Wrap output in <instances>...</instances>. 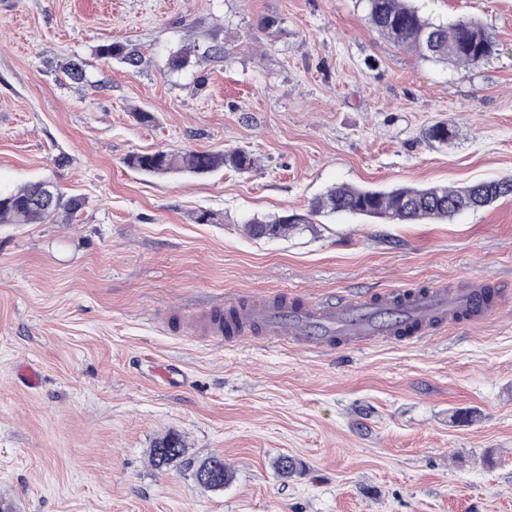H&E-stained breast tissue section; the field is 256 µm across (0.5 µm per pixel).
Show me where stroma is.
Instances as JSON below:
<instances>
[{
    "label": "stroma",
    "mask_w": 512,
    "mask_h": 512,
    "mask_svg": "<svg viewBox=\"0 0 512 512\" xmlns=\"http://www.w3.org/2000/svg\"><path fill=\"white\" fill-rule=\"evenodd\" d=\"M417 3L479 21L493 58L424 60L379 35L361 0H0V189L49 177L85 201L70 221L0 224V499L14 512H512V198L445 223L337 213L285 239L243 230L341 183L512 176V0ZM112 41L140 65L100 59ZM186 48L192 66L168 70ZM72 60L87 81L65 77ZM437 122L452 141L426 138ZM235 148L251 171L123 163ZM200 210L215 223H195ZM480 279L502 307L419 342L318 353L189 330L284 290L333 300ZM23 363L38 389L15 380ZM170 432L189 459L223 456L232 482L156 470ZM281 455L301 473L281 477Z\"/></svg>",
    "instance_id": "obj_1"
}]
</instances>
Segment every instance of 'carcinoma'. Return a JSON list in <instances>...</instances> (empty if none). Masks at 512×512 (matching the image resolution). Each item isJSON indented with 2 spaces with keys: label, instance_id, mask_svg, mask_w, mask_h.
I'll list each match as a JSON object with an SVG mask.
<instances>
[{
  "label": "carcinoma",
  "instance_id": "cac0c4a2",
  "mask_svg": "<svg viewBox=\"0 0 512 512\" xmlns=\"http://www.w3.org/2000/svg\"><path fill=\"white\" fill-rule=\"evenodd\" d=\"M367 17L375 30L395 46L416 53L423 59L456 67H478L490 61L496 52L495 42L483 26L472 18L461 17L435 23L425 17L410 0H363ZM108 61L119 60L130 66L138 64L136 53L128 45L114 41L97 49ZM429 139L446 143L455 136L448 124L438 122L426 132ZM130 169L165 175L178 172L206 174L221 167L238 171L253 168L252 155L243 149L187 150L181 152L154 150L132 152L124 158ZM38 180L14 191L0 192V224H48L63 213L71 218L84 206V201L66 196L54 188V201L37 206L33 198L42 191ZM503 197H512V176L479 182L463 188L434 186L401 187L389 191L364 189L339 184L316 197L306 214L280 215L273 218H252L245 225L254 238L281 239L313 223L321 214L350 212L376 218L384 224H414L420 221L447 220L460 212L486 207ZM186 445L179 435L170 433L151 449V462L157 469H167L184 458ZM280 476L288 478L299 470V463L281 455L275 461ZM192 476L205 489L219 491L232 479L224 458L210 456L191 463Z\"/></svg>",
  "mask_w": 512,
  "mask_h": 512
}]
</instances>
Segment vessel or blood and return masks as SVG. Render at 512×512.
<instances>
[{"mask_svg":"<svg viewBox=\"0 0 512 512\" xmlns=\"http://www.w3.org/2000/svg\"><path fill=\"white\" fill-rule=\"evenodd\" d=\"M471 288L436 285L390 289L375 297L336 301L294 302L288 295L235 304L237 323L225 330L221 320L207 319L205 328L218 341L241 342L249 331L311 351L339 346L362 347L378 341L406 342L427 336L435 325L463 319L476 306Z\"/></svg>","mask_w":512,"mask_h":512,"instance_id":"b4317fda","label":"vessel or blood"}]
</instances>
